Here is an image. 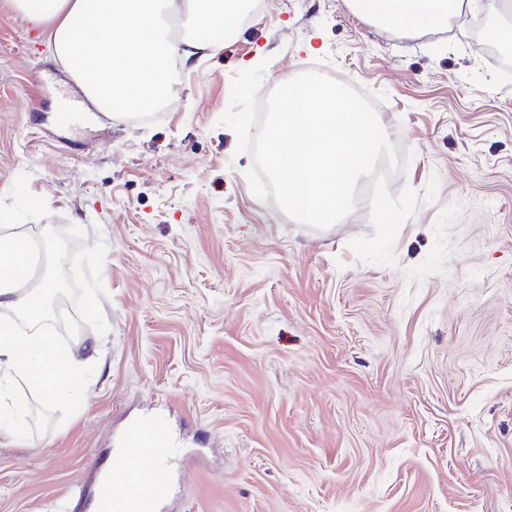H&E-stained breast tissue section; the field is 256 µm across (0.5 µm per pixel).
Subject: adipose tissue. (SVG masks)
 I'll return each instance as SVG.
<instances>
[{"label": "adipose tissue", "instance_id": "ef3b65f1", "mask_svg": "<svg viewBox=\"0 0 512 512\" xmlns=\"http://www.w3.org/2000/svg\"><path fill=\"white\" fill-rule=\"evenodd\" d=\"M30 21L49 28L58 62L97 109L144 110L172 93L173 59L190 60L200 40L177 41L169 20L174 0H14ZM363 16L403 33L443 31L461 15L465 0H352ZM184 13L196 31L234 18L229 0H185ZM16 234L0 235V309L21 310L22 325L0 322V436L20 432L10 386L25 379L50 403L78 399L85 388L84 365L42 326L36 295L25 293L30 259Z\"/></svg>", "mask_w": 512, "mask_h": 512}]
</instances>
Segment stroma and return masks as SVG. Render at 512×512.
I'll return each mask as SVG.
<instances>
[{
	"label": "stroma",
	"instance_id": "obj_1",
	"mask_svg": "<svg viewBox=\"0 0 512 512\" xmlns=\"http://www.w3.org/2000/svg\"><path fill=\"white\" fill-rule=\"evenodd\" d=\"M266 98L318 70L374 104L398 153L388 190L441 183L358 263L371 179L321 230L253 194L218 120L233 76ZM144 119L93 110L40 29L0 0V211L51 255L78 239L73 402L12 386L0 512H89L83 491L128 422L178 443L174 512H512V82L471 29L410 35L349 0H262L219 51L174 73ZM75 102L71 120L58 110Z\"/></svg>",
	"mask_w": 512,
	"mask_h": 512
}]
</instances>
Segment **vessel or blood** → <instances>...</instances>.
I'll return each mask as SVG.
<instances>
[{"instance_id":"1","label":"vessel or blood","mask_w":512,"mask_h":512,"mask_svg":"<svg viewBox=\"0 0 512 512\" xmlns=\"http://www.w3.org/2000/svg\"><path fill=\"white\" fill-rule=\"evenodd\" d=\"M123 451L108 477L98 479L92 496L104 512H156L169 495L172 440L145 421L129 423Z\"/></svg>"}]
</instances>
